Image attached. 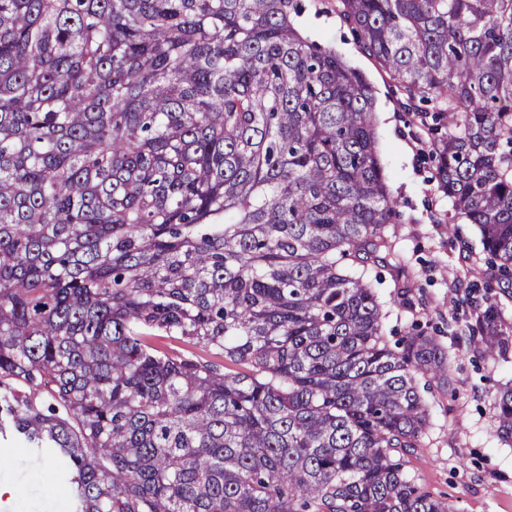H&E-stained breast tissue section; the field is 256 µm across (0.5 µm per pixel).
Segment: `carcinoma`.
I'll list each match as a JSON object with an SVG mask.
<instances>
[{"label":"carcinoma","mask_w":512,"mask_h":512,"mask_svg":"<svg viewBox=\"0 0 512 512\" xmlns=\"http://www.w3.org/2000/svg\"><path fill=\"white\" fill-rule=\"evenodd\" d=\"M294 2L0 0V438L68 512H449L404 455L454 353L386 338L374 90ZM336 2L448 120L438 187L512 283V0ZM494 418L512 439V388Z\"/></svg>","instance_id":"obj_1"}]
</instances>
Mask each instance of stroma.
Here are the masks:
<instances>
[{
    "mask_svg": "<svg viewBox=\"0 0 512 512\" xmlns=\"http://www.w3.org/2000/svg\"><path fill=\"white\" fill-rule=\"evenodd\" d=\"M295 22L304 37L333 49L360 71L376 91L379 148L388 189L397 202L392 225L396 252L411 272L407 293L392 280L380 285L388 312L387 327L401 336L419 322L456 351L451 389L443 391L419 378L429 405L430 427L419 448L406 455V468L433 498L452 512H512V442L496 432L493 406L512 387V361L494 360L464 339L475 315L467 301L469 286L484 285L494 272L475 225L449 222L451 203L437 187L414 105L363 52L336 0H298ZM43 458L13 447L0 476L24 490L23 512H63L69 493L53 485Z\"/></svg>",
    "mask_w": 512,
    "mask_h": 512,
    "instance_id": "1",
    "label": "stroma"
}]
</instances>
